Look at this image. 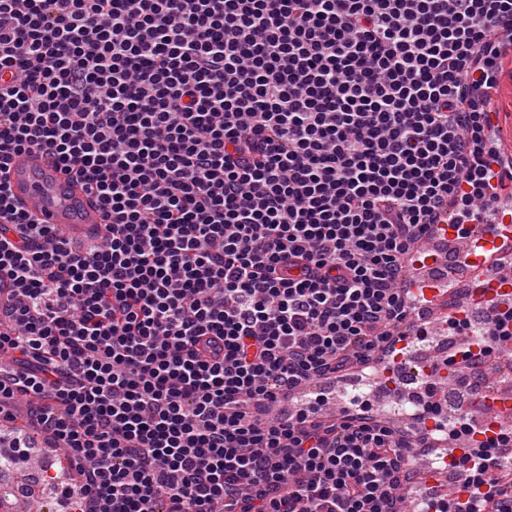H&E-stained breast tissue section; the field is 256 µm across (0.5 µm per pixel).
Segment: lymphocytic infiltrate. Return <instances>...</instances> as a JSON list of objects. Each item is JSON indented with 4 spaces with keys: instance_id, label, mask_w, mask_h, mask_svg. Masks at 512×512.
<instances>
[{
    "instance_id": "obj_1",
    "label": "lymphocytic infiltrate",
    "mask_w": 512,
    "mask_h": 512,
    "mask_svg": "<svg viewBox=\"0 0 512 512\" xmlns=\"http://www.w3.org/2000/svg\"><path fill=\"white\" fill-rule=\"evenodd\" d=\"M509 56L512 0H0V171L46 152L109 226L73 245L0 179V469L35 433L75 512H404L444 440L461 482L420 512H512V425L446 415L435 375L408 431L366 401L268 417L394 352L429 226L512 181L485 106ZM445 325L471 386L512 298Z\"/></svg>"
}]
</instances>
